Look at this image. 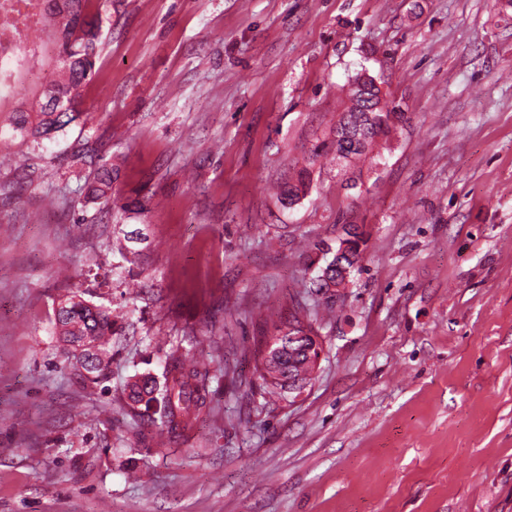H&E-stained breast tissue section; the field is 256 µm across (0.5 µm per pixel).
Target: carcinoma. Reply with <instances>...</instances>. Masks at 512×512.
Instances as JSON below:
<instances>
[{"label":"carcinoma","instance_id":"obj_1","mask_svg":"<svg viewBox=\"0 0 512 512\" xmlns=\"http://www.w3.org/2000/svg\"><path fill=\"white\" fill-rule=\"evenodd\" d=\"M44 27L55 42L56 50L45 62L54 74L46 85L30 88L26 102L16 104L12 111L9 128L14 138L23 143L39 145L67 132L82 116L79 88L92 76L99 59L102 21L98 12L91 10V0H45ZM405 121V113L399 106L383 97L379 88L369 85L357 100L348 104L339 114L331 137L317 142L306 156L307 166L295 180H288L281 187V199L292 205L303 197L309 187V170L319 159L333 154L336 160L349 169L356 161L367 155L379 138L387 137L395 125ZM84 162L94 166V176L80 188L86 204L105 203L106 213L115 212L122 218H136L147 212L151 200L145 197H123L116 190L119 170L100 161L95 150H82ZM325 258L318 276L310 282L317 292L330 291L336 283V254L325 240L314 244ZM365 249L354 242L343 255V265L360 270ZM58 336L66 346L87 339L95 343L97 352L108 354L112 335L119 324L109 309L95 305L90 307L85 300L71 295L57 310ZM294 333H313L310 323L304 321L299 312H289L288 317L273 327L272 336L281 337L278 355L282 372L294 371L305 376L313 371L315 364L305 352L312 341L306 339L294 344L288 339V326ZM263 346L255 349V373L262 382L264 393L283 398L287 391L275 376L262 372ZM76 374L84 381L96 382L105 371L98 365L92 369L77 361L73 364ZM159 382L150 375L136 377L128 382L126 395L130 406L141 403L153 409L150 422L156 433L176 443L187 438L188 431L207 408L209 398V372L201 371L187 363L179 346L171 347L165 358Z\"/></svg>","mask_w":512,"mask_h":512}]
</instances>
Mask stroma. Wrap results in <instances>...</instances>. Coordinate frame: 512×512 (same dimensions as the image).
I'll return each mask as SVG.
<instances>
[{
  "label": "stroma",
  "mask_w": 512,
  "mask_h": 512,
  "mask_svg": "<svg viewBox=\"0 0 512 512\" xmlns=\"http://www.w3.org/2000/svg\"><path fill=\"white\" fill-rule=\"evenodd\" d=\"M82 120L0 138V512H512V8L497 0H92ZM368 71L408 120L347 187L279 185ZM96 149L138 219L79 188ZM25 158L21 170L12 156ZM368 232L327 311L305 283L341 225ZM137 230L127 261L116 240ZM104 263L106 288L89 287ZM122 311L83 384L54 334L71 285ZM322 344L273 403L254 347L293 304ZM209 371L187 443L160 446L126 383L171 346Z\"/></svg>",
  "instance_id": "obj_1"
}]
</instances>
